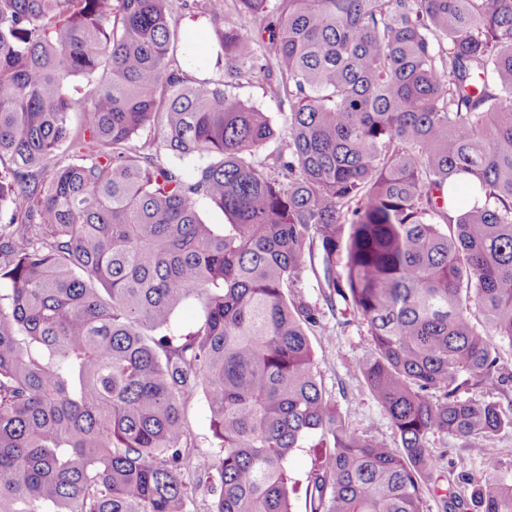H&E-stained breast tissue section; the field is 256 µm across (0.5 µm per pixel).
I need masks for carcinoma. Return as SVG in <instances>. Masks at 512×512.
Here are the masks:
<instances>
[{"label":"carcinoma","mask_w":512,"mask_h":512,"mask_svg":"<svg viewBox=\"0 0 512 512\" xmlns=\"http://www.w3.org/2000/svg\"><path fill=\"white\" fill-rule=\"evenodd\" d=\"M173 2L0 0V512H190L189 468L212 512H293L311 434L306 512H423L443 481L453 512H512L489 446L512 413L459 396L499 388L512 346V0H203L225 74L288 101L280 128L186 78ZM147 127L158 149H132ZM161 148L216 160L189 179ZM467 176L484 204L452 213ZM309 269L372 336L357 371L394 445L317 381ZM198 392L217 455L185 424ZM435 432L486 444L485 484L442 474ZM318 441L317 436L307 439L302 448H296L288 461V471L294 492L291 494L292 507L295 512H306L305 487L307 476L315 463L313 445Z\"/></svg>","instance_id":"carcinoma-1"}]
</instances>
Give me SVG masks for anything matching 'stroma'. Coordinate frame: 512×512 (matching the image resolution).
<instances>
[{
  "label": "stroma",
  "mask_w": 512,
  "mask_h": 512,
  "mask_svg": "<svg viewBox=\"0 0 512 512\" xmlns=\"http://www.w3.org/2000/svg\"><path fill=\"white\" fill-rule=\"evenodd\" d=\"M173 19L181 45L192 48L202 60L200 67L188 68V76L222 81L224 66L218 63L214 48L215 25L200 15L197 9L183 5L182 0H176L174 4ZM228 91L265 112L275 125H282L288 105L280 101L261 76L233 81ZM297 293L308 303L316 305L322 313L324 332L313 336L311 342L318 380L328 398L335 403L350 430L389 443L395 442L396 437L387 415L362 379L355 376L356 365L369 356L373 348L366 325L345 314L343 305H327L313 273H306ZM313 445V440H306L301 448L293 451L288 461V471L294 485L291 495L294 512H306L307 476L315 463ZM429 446L437 455L441 470L450 469L452 463L463 456L468 460L472 481H485L482 448L465 446L463 441L441 433L430 435Z\"/></svg>",
  "instance_id": "1"
}]
</instances>
